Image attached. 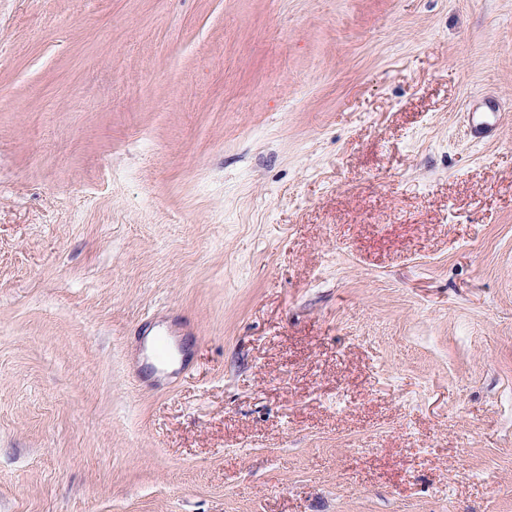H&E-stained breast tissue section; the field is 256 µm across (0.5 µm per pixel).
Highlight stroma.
Listing matches in <instances>:
<instances>
[{
	"instance_id": "stroma-1",
	"label": "stroma",
	"mask_w": 512,
	"mask_h": 512,
	"mask_svg": "<svg viewBox=\"0 0 512 512\" xmlns=\"http://www.w3.org/2000/svg\"><path fill=\"white\" fill-rule=\"evenodd\" d=\"M0 512H512V0H0Z\"/></svg>"
}]
</instances>
